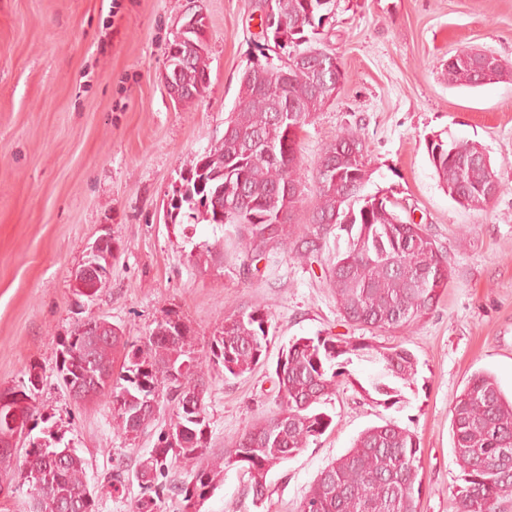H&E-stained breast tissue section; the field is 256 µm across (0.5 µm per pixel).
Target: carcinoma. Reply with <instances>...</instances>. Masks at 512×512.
I'll return each instance as SVG.
<instances>
[{
    "instance_id": "carcinoma-1",
    "label": "carcinoma",
    "mask_w": 512,
    "mask_h": 512,
    "mask_svg": "<svg viewBox=\"0 0 512 512\" xmlns=\"http://www.w3.org/2000/svg\"><path fill=\"white\" fill-rule=\"evenodd\" d=\"M334 0H275L279 18L298 29L297 39L307 37L320 46L323 18ZM448 83L477 87L490 84L478 74L466 51L448 59ZM339 69L315 75L291 68L249 80L245 95L231 113V132L220 143L197 156L191 170L201 184L179 193L176 216L196 224H227L234 229L243 264L258 261L271 244L290 246L298 258L308 252L291 238V218H279L283 208L291 215L302 196H286V188L301 184L300 150L288 148L287 126L306 123L326 106L324 91L341 83ZM281 111H275V107ZM358 144L361 158L339 149ZM442 152L430 162L442 187L475 195L490 173L473 162L476 144L442 140ZM367 159L364 138L353 130L336 135L323 149L318 163L335 165L337 180L319 181L315 167V203L311 223L352 214L356 229L346 252L336 256L328 270L329 288L343 319L353 325L393 330L420 322L448 288L452 270L448 258L435 245L424 225L407 223L386 199L375 205L362 191L350 186ZM224 247L204 242L193 256L197 267L207 270ZM112 239L103 241L87 256V284L106 287L112 269ZM270 316L259 307L224 319L210 346L209 362L224 374L239 377L253 371L267 351ZM94 317L77 321L59 341L58 374L63 386L86 389L82 404L105 401L112 405L118 430L132 438L147 429L156 417L141 409L144 398L159 397L158 407L169 406L172 415L157 443L134 468L139 493L130 512H162L165 496L179 498L180 512L192 499L207 495L224 481V471L238 467L248 475L252 502H263L267 491V464L292 458L332 425L333 417L319 410L336 393L339 369L353 359L382 364L381 377L370 383L378 394L398 396L396 384L407 387L417 374L416 358L401 345L392 347L361 343L345 336L300 337L282 349V371L276 373L280 404L273 414L248 423L219 454L212 451L209 423L193 422L182 406L186 390L204 383L202 360L194 348L190 328L173 312L139 341L124 332L91 327ZM43 376L30 364L19 384L0 389L22 399L16 405L20 427L33 431L45 423L38 437L27 436L23 452L0 448V492L26 488L28 512H66L64 504L78 497L88 484L86 460L74 452L65 463L54 458L69 443L60 430L46 425L36 406ZM454 454L460 468L453 496L458 512H512V396H507L490 373L471 376L452 401ZM182 435L173 447L166 434ZM244 453L246 459L234 457ZM190 468L191 480H168L172 470ZM421 449L416 435L387 422L362 432L352 448L328 465L325 477L310 486L300 512H417L421 480Z\"/></svg>"
}]
</instances>
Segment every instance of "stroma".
<instances>
[{
	"instance_id": "1",
	"label": "stroma",
	"mask_w": 512,
	"mask_h": 512,
	"mask_svg": "<svg viewBox=\"0 0 512 512\" xmlns=\"http://www.w3.org/2000/svg\"><path fill=\"white\" fill-rule=\"evenodd\" d=\"M208 18L204 93L175 104L161 77L187 15ZM255 0H0V386L39 365L37 402L87 463L89 486L134 468L154 448L170 409L134 439L118 432L107 403L78 405L62 388L61 338L77 320L101 315L131 340L167 312L190 327L208 356L225 317L268 312L263 364L243 376L208 375L205 411L214 450L279 408L275 367L293 338L349 336L406 347L417 359L400 402L370 393L380 364L357 360L323 409L332 426L268 475L257 507L240 469L202 512H299L320 471L365 429L394 422L420 441L418 512H457L459 468L452 398L477 371L512 391V77L470 88L449 85V57L491 54L512 68V0H336L322 29L344 77L301 138L306 204L291 226L311 254L271 247L243 265L233 250L221 268L200 271L197 243L226 236L221 224H171L165 205L197 155L224 137L242 73L261 57ZM359 130L370 177L363 192L389 198L403 220L425 225L448 256L452 277L436 307L409 329L346 323L328 285L329 261L348 234L310 223L313 172L326 143ZM476 142L504 190L480 210L442 189L429 160L433 135ZM111 233L109 282L94 298L75 295L72 274L96 238Z\"/></svg>"
}]
</instances>
